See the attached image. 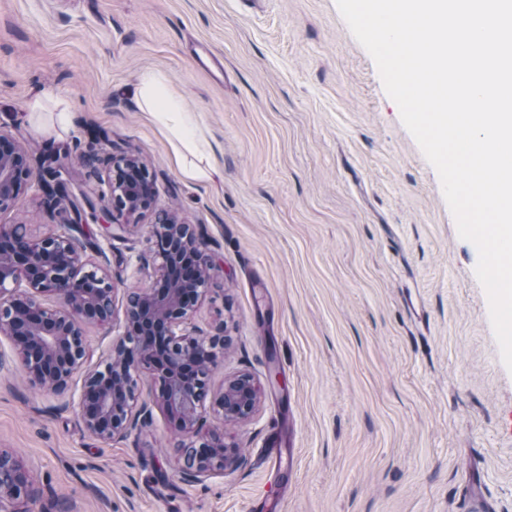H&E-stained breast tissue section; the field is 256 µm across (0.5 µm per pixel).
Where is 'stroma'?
I'll return each mask as SVG.
<instances>
[{
    "label": "stroma",
    "mask_w": 512,
    "mask_h": 512,
    "mask_svg": "<svg viewBox=\"0 0 512 512\" xmlns=\"http://www.w3.org/2000/svg\"><path fill=\"white\" fill-rule=\"evenodd\" d=\"M150 72L221 144L213 181L186 177L139 108ZM0 129L70 190L49 211L33 185L0 224L78 218L122 293L148 284L149 227L107 234L92 160L139 154L217 266L194 316L228 340L210 395L240 372L263 389L225 428L242 465L187 483L163 409L100 440L0 335V448L43 491L30 512H463L470 482L512 512V372L478 251L336 0H0Z\"/></svg>",
    "instance_id": "stroma-1"
}]
</instances>
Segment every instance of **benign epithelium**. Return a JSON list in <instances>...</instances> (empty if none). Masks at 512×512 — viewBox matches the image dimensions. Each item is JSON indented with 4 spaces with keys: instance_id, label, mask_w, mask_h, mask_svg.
<instances>
[{
    "instance_id": "benign-epithelium-1",
    "label": "benign epithelium",
    "mask_w": 512,
    "mask_h": 512,
    "mask_svg": "<svg viewBox=\"0 0 512 512\" xmlns=\"http://www.w3.org/2000/svg\"><path fill=\"white\" fill-rule=\"evenodd\" d=\"M103 165L107 199L127 219L111 228L125 232L150 217V252L158 264L148 286L126 292L123 333L112 355L84 375L77 397L83 425L102 440L127 437L151 416L139 394V380L149 374L159 383L157 404L175 418L183 436L180 478L199 482L240 462L224 427H206L205 410L224 423L246 421L257 410L262 387L251 374L239 373L205 405L207 387L198 378V359L207 357L211 369L218 365L224 329L205 332L189 325L213 271L202 231L156 209L153 180L137 154H112ZM57 175L52 169L35 172L27 147L0 132V212L15 207L34 181L42 186L46 207L52 208L65 196L61 184L49 182ZM20 228L0 224V335L11 339L31 387L67 394L86 361L84 327H110L116 316L109 259L97 249L101 261L90 262L87 244L73 234L74 223L65 222L44 237ZM40 495L26 467L0 449V512H29L24 505Z\"/></svg>"
}]
</instances>
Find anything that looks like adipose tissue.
I'll return each mask as SVG.
<instances>
[{
  "label": "adipose tissue",
  "mask_w": 512,
  "mask_h": 512,
  "mask_svg": "<svg viewBox=\"0 0 512 512\" xmlns=\"http://www.w3.org/2000/svg\"><path fill=\"white\" fill-rule=\"evenodd\" d=\"M141 111L170 136L178 166L191 179L211 180L216 168L213 158L218 149L205 136L195 116L169 89L166 78L160 74L144 76L135 90Z\"/></svg>",
  "instance_id": "obj_1"
}]
</instances>
